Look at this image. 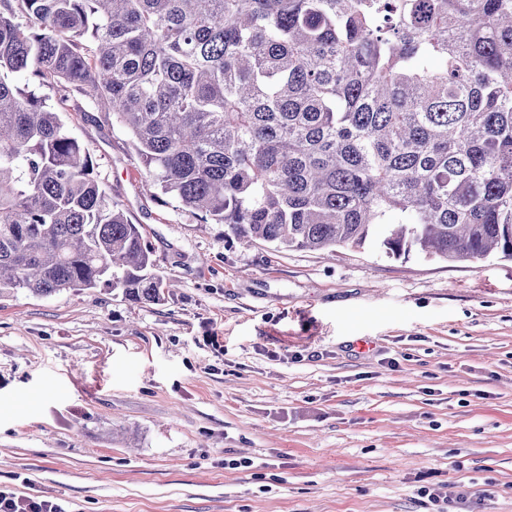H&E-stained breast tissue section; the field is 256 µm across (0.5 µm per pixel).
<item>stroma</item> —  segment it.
<instances>
[{
  "instance_id": "stroma-1",
  "label": "stroma",
  "mask_w": 512,
  "mask_h": 512,
  "mask_svg": "<svg viewBox=\"0 0 512 512\" xmlns=\"http://www.w3.org/2000/svg\"><path fill=\"white\" fill-rule=\"evenodd\" d=\"M166 287L0 297V485L68 512H512V260L245 245L69 107ZM251 459L230 469L228 459Z\"/></svg>"
}]
</instances>
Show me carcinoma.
I'll use <instances>...</instances> for the list:
<instances>
[{"label": "carcinoma", "instance_id": "cac0c4a2", "mask_svg": "<svg viewBox=\"0 0 512 512\" xmlns=\"http://www.w3.org/2000/svg\"><path fill=\"white\" fill-rule=\"evenodd\" d=\"M71 101L226 236L512 259V0H0V295L155 302Z\"/></svg>", "mask_w": 512, "mask_h": 512}]
</instances>
